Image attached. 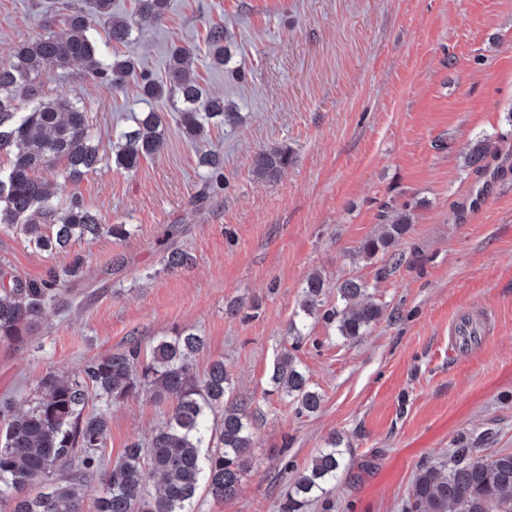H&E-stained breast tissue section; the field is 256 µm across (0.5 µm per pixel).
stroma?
Masks as SVG:
<instances>
[{
  "label": "stroma",
  "mask_w": 512,
  "mask_h": 512,
  "mask_svg": "<svg viewBox=\"0 0 512 512\" xmlns=\"http://www.w3.org/2000/svg\"><path fill=\"white\" fill-rule=\"evenodd\" d=\"M58 0H0V60L37 34ZM232 36L231 60L193 70L206 91L233 100L243 120L213 131L224 180H209L199 147L169 102L117 92L81 64L50 67L42 98L58 94L90 112L103 160L65 194L130 235L48 254L0 232V271L25 280L84 265L66 304L46 309L21 341L0 343V399L36 404L46 375L67 378L91 359L190 329L206 347L196 371L223 359L235 396L253 415L254 446L237 495H200L195 512H279L295 476L331 435L346 468L309 512H404L417 469L451 449L512 452V0H169L162 21H138L120 56L163 74L171 42L192 43L209 24ZM160 112L166 146L136 170L112 165L115 132ZM486 138L484 174L464 158ZM285 145L294 162L255 180L260 150ZM498 183L463 222L466 197ZM412 224L400 261L358 259L378 235L385 204ZM192 257L170 269L169 251ZM322 274L325 308L358 278L385 313L362 336L333 322H291L306 278ZM291 351L319 410L298 412L269 392L267 373ZM171 405L151 392L114 403L104 448L112 467L126 446L160 425Z\"/></svg>",
  "instance_id": "obj_1"
}]
</instances>
